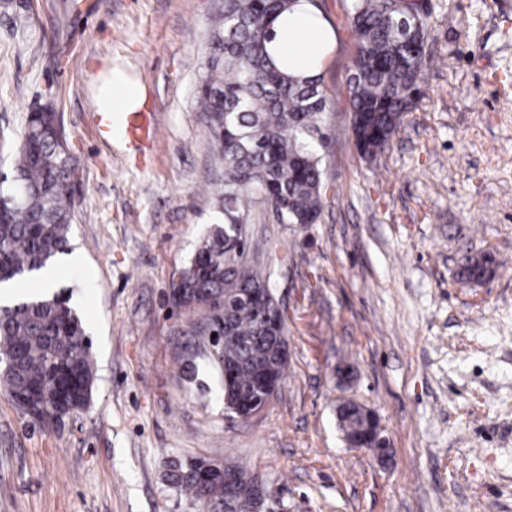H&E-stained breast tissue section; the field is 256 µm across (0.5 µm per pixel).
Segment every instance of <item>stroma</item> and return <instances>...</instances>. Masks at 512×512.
<instances>
[{
	"label": "stroma",
	"instance_id": "1",
	"mask_svg": "<svg viewBox=\"0 0 512 512\" xmlns=\"http://www.w3.org/2000/svg\"><path fill=\"white\" fill-rule=\"evenodd\" d=\"M416 2L430 20L422 96L369 163L350 124V0H319L336 36L321 73L322 213L314 224L279 223L261 203L244 213L290 354L277 397L231 423L204 313L167 296L224 178L197 110L224 0H92L83 12L0 0V130L20 137L47 106L61 118L78 261L58 256L56 287L95 364L90 406L55 429L0 389V512H199L168 480L198 459L246 466L272 490L266 512H512V0ZM114 65L145 88L151 149L96 133ZM470 251L493 255L489 280L458 281ZM342 398L373 410L387 460L345 443Z\"/></svg>",
	"mask_w": 512,
	"mask_h": 512
}]
</instances>
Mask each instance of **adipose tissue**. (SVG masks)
Wrapping results in <instances>:
<instances>
[{"mask_svg":"<svg viewBox=\"0 0 512 512\" xmlns=\"http://www.w3.org/2000/svg\"><path fill=\"white\" fill-rule=\"evenodd\" d=\"M273 27L275 38L268 51L276 62L285 63L288 71L296 75L321 73L336 40L308 0H296L288 12L274 21Z\"/></svg>","mask_w":512,"mask_h":512,"instance_id":"obj_1","label":"adipose tissue"}]
</instances>
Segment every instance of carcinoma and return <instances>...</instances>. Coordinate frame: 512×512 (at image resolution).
<instances>
[{
    "label": "carcinoma",
    "instance_id": "cac0c4a2",
    "mask_svg": "<svg viewBox=\"0 0 512 512\" xmlns=\"http://www.w3.org/2000/svg\"><path fill=\"white\" fill-rule=\"evenodd\" d=\"M295 0H224L211 24L210 54L198 92L213 135V150L224 164L220 211L241 218L255 198L273 210L283 224H314L322 212V150L326 92L321 75L299 76L280 69L267 52L274 39L273 22ZM391 0H351L350 19L358 33L355 70L349 79L351 111L361 158L384 154L401 118L416 107L422 62L405 42L400 15ZM12 148L13 169L23 186L0 185V284L15 281L72 251V210L62 187L70 156L58 142L51 115L33 112L20 141L0 139V150ZM255 249L236 237L229 221L217 226L180 271L184 308L201 302L210 308L213 326L224 325V355L236 361L232 390L255 395L254 379L267 367L266 326L261 311L244 295L269 287L264 273L245 263ZM495 260L487 253L466 256L458 275L479 282L493 275ZM237 291L224 303V289ZM0 386L15 396L36 389L41 404L56 401L55 379L65 367L87 388L94 363L83 323L59 293L25 301L0 314ZM346 441L365 429V407L352 401L336 406ZM169 481L200 507L220 512L224 484L202 485L197 475L173 466Z\"/></svg>",
    "mask_w": 512,
    "mask_h": 512
}]
</instances>
